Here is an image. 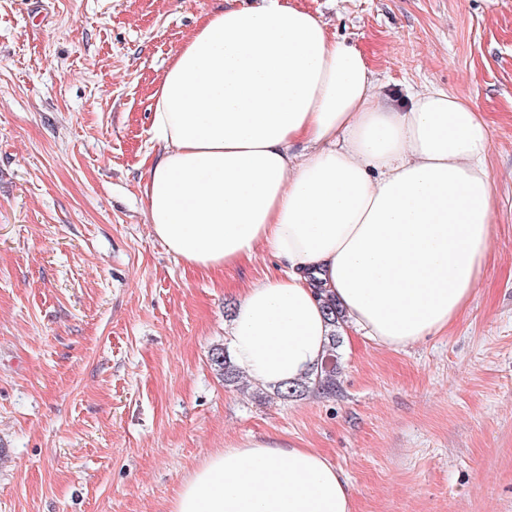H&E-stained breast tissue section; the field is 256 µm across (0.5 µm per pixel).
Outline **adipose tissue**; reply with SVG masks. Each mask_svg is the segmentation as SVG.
Instances as JSON below:
<instances>
[{
  "instance_id": "1",
  "label": "adipose tissue",
  "mask_w": 512,
  "mask_h": 512,
  "mask_svg": "<svg viewBox=\"0 0 512 512\" xmlns=\"http://www.w3.org/2000/svg\"><path fill=\"white\" fill-rule=\"evenodd\" d=\"M144 187L154 235L184 266L221 270L258 249L285 269L246 288L226 334L255 382L302 379L333 327L398 348L466 309L495 235L484 113L447 90L380 92L363 53L288 0L202 15L151 96ZM171 512H353L324 454L248 438L209 456Z\"/></svg>"
}]
</instances>
